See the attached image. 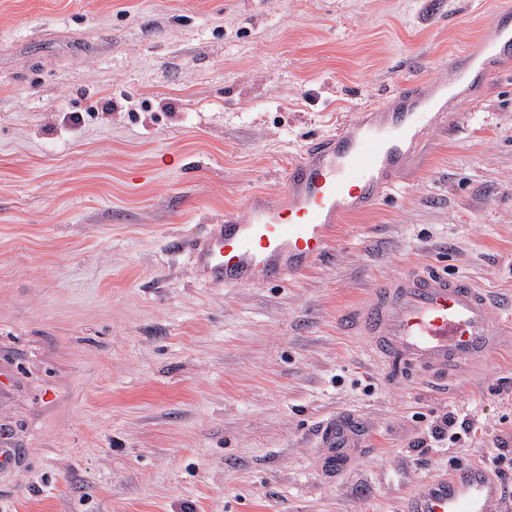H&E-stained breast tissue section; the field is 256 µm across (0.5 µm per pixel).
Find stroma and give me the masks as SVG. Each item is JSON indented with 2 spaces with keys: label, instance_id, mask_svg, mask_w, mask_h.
Listing matches in <instances>:
<instances>
[{
  "label": "stroma",
  "instance_id": "stroma-1",
  "mask_svg": "<svg viewBox=\"0 0 512 512\" xmlns=\"http://www.w3.org/2000/svg\"><path fill=\"white\" fill-rule=\"evenodd\" d=\"M489 0H0V512H397L460 463L512 489V340L393 378L341 324L376 280L512 296V64L302 275L201 282L190 246L314 137L448 77ZM113 109H105V102ZM83 115L72 125L67 115ZM470 430L437 441V418ZM359 442L324 465L320 433Z\"/></svg>",
  "mask_w": 512,
  "mask_h": 512
}]
</instances>
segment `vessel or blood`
Instances as JSON below:
<instances>
[{
    "mask_svg": "<svg viewBox=\"0 0 512 512\" xmlns=\"http://www.w3.org/2000/svg\"><path fill=\"white\" fill-rule=\"evenodd\" d=\"M490 19V36L454 54L452 81H400L361 118L305 145L283 196L254 192L243 208L225 211L191 245L203 281L227 288L277 282L322 259L339 224L384 199L416 163L422 137L447 128L449 109L475 103L497 62L512 59V0H494ZM344 323L368 338L382 364L444 376L483 364L512 335V310L493 317L489 294L467 276L410 269L377 281L370 301ZM356 440L346 423L328 424L321 436L326 463ZM504 488L495 470L466 463L428 480L398 512H495Z\"/></svg>",
    "mask_w": 512,
    "mask_h": 512,
    "instance_id": "1",
    "label": "vessel or blood"
}]
</instances>
